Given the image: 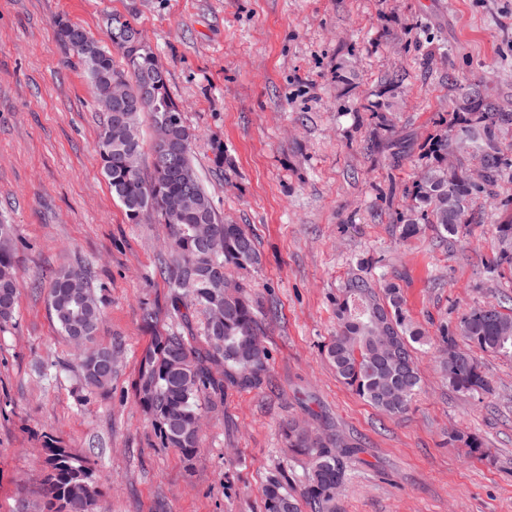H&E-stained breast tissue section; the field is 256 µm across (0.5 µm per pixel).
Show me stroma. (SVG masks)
Wrapping results in <instances>:
<instances>
[{
    "mask_svg": "<svg viewBox=\"0 0 512 512\" xmlns=\"http://www.w3.org/2000/svg\"><path fill=\"white\" fill-rule=\"evenodd\" d=\"M111 14L153 47L216 213L245 225L260 253L247 279L270 373L205 395L190 459L161 447L134 384L155 331L180 327L206 352L205 317L174 320L160 268L168 229L129 223L113 199L96 156L104 115L56 33L63 17L106 39ZM396 72L397 104L378 119L370 107ZM452 74L512 98V0H0V217L16 229L22 275L16 316L0 328V512H37L53 444L89 468L100 512H263L271 476L297 488L307 470L280 435L291 418L331 423L363 448L336 512H512V358L471 348L494 386L477 398L449 389L438 350L419 354L422 390L397 419L339 382L323 351L332 301L366 261L397 277L430 336L476 305L502 301L512 314V275L484 273L512 182L477 201L481 223L456 242L395 231L453 108ZM375 139L409 151L391 164L370 150ZM69 263L91 268L102 303L104 393L84 387L50 317L44 283ZM454 431L480 437L487 457L449 446Z\"/></svg>",
    "mask_w": 512,
    "mask_h": 512,
    "instance_id": "1",
    "label": "stroma"
}]
</instances>
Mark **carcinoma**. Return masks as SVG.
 Listing matches in <instances>:
<instances>
[{"mask_svg": "<svg viewBox=\"0 0 512 512\" xmlns=\"http://www.w3.org/2000/svg\"><path fill=\"white\" fill-rule=\"evenodd\" d=\"M56 27L60 41L78 58L95 100L109 96L112 82L119 80L134 102L120 118L106 117L96 144L101 171L129 223H137L138 211L152 205L159 223L167 225L168 255L162 271L171 288L174 314L185 324L188 316L183 309L188 306L205 316L207 354H197L179 332L156 335L140 361L137 385L139 403L154 420L161 446L191 458L200 447L202 396L226 384L257 388L268 373L269 354L256 344L261 322L251 285L232 278L257 264L255 242L244 226L226 224L215 212L192 162L195 134L169 93L154 51L132 46L137 28L120 15L108 18L109 43L88 35L93 50L89 64L84 46L74 40L78 24L61 18ZM115 51L122 62L114 59ZM448 85L457 89L453 109L446 129L430 140L426 162L408 192L412 205L396 225L403 242L428 230L442 240H458L471 225L480 223L476 199L498 197L501 183L512 175V159L502 147L503 138L512 134V101L501 99L483 81L460 84L451 72ZM143 114L149 116L152 130L167 129V144L151 142V154L175 156L178 169L153 162L145 175L127 165V150L139 154L144 150ZM372 147L389 153L395 163L406 153L404 143L397 141H377ZM476 161L484 170L480 183L469 176ZM501 207L506 218L496 225L500 250L485 270L491 278L512 272V198L502 201ZM199 224L212 226L206 242L197 235ZM14 240V226L1 220L0 325L14 318L18 302L20 273L14 262ZM47 295L59 333L69 340L83 336L93 342L102 309L89 268H60L49 282ZM333 306L336 333L326 345V355L337 379L393 417L411 409L421 390L417 353L432 348L435 341L444 346L442 364L449 387L463 395L489 394L492 381L458 346L457 338L485 352L512 356V316L498 304L472 307L455 324H441L436 340L414 322L399 284L384 275L376 281L362 275L350 279L336 293ZM217 336L223 344L214 343ZM79 360L84 385L105 390L112 380V347L90 346ZM214 366L223 369L224 379L214 378ZM283 432L288 448L305 457L309 468L297 494L289 490V481L272 477L264 489L265 512H301L303 503L315 512H333L338 489L348 478L347 460L358 456L360 446L330 435L314 438L309 426L294 420ZM449 441L472 454H486L475 435L454 432ZM47 451L43 512H98L100 490L90 472L67 448Z\"/></svg>", "mask_w": 512, "mask_h": 512, "instance_id": "cac0c4a2", "label": "carcinoma"}]
</instances>
